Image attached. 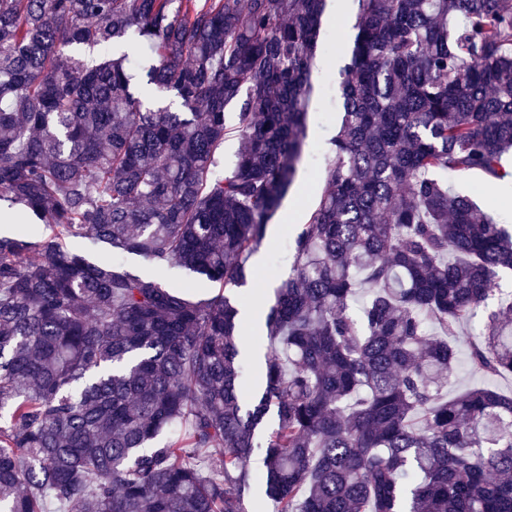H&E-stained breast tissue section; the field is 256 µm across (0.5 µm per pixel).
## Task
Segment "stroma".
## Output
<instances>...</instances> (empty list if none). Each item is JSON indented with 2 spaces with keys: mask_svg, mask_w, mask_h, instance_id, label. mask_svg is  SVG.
<instances>
[{
  "mask_svg": "<svg viewBox=\"0 0 512 512\" xmlns=\"http://www.w3.org/2000/svg\"><path fill=\"white\" fill-rule=\"evenodd\" d=\"M357 13L358 0H329L322 17L323 42L316 50L311 72L305 151L298 176L268 226L267 242L251 260L250 278L230 292L240 310L261 315L268 311L275 286L290 272L286 247L302 231L325 187L329 140L338 131L343 115L339 73L345 63L344 48L355 34ZM448 182L497 222L512 225V202L506 199L507 193H512V182L491 183L478 173L457 174Z\"/></svg>",
  "mask_w": 512,
  "mask_h": 512,
  "instance_id": "stroma-1",
  "label": "stroma"
}]
</instances>
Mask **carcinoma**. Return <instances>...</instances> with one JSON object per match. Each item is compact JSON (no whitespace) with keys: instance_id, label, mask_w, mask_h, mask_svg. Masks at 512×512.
<instances>
[{"instance_id":"obj_1","label":"carcinoma","mask_w":512,"mask_h":512,"mask_svg":"<svg viewBox=\"0 0 512 512\" xmlns=\"http://www.w3.org/2000/svg\"><path fill=\"white\" fill-rule=\"evenodd\" d=\"M326 2L0 0V202L50 231L0 234V512H247L258 451L272 512H512V394L445 391L492 298L469 364L512 376V227L443 179L512 178V0H359L244 397L225 288L295 180ZM163 281L176 287L194 286L193 291L197 299L207 298L215 291V287L211 283L203 282L195 276L177 269L168 271L164 275Z\"/></svg>"}]
</instances>
